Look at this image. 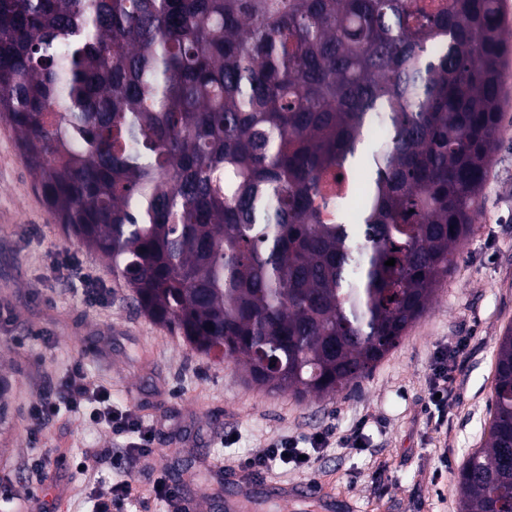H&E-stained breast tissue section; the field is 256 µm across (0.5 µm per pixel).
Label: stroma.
Segmentation results:
<instances>
[{"label": "stroma", "mask_w": 512, "mask_h": 512, "mask_svg": "<svg viewBox=\"0 0 512 512\" xmlns=\"http://www.w3.org/2000/svg\"><path fill=\"white\" fill-rule=\"evenodd\" d=\"M502 137L487 175L479 230L423 317L354 389L332 398L296 399L249 384L238 365L193 349L137 312L104 260L67 239L0 122V355L8 372V424L0 430V483L18 488L33 459L47 476L31 512H89L91 495L107 492L121 473L100 459L80 474L72 463L89 448L120 450L126 437L81 414L38 424L26 408L51 394L75 361L111 395L112 405L153 427V455L135 464L136 512H170L156 499V477L175 457L191 460L202 495L235 494L234 481L207 480L206 465L234 470L284 436L331 432L315 473L290 466L262 479L309 483L336 500L335 512H459V470L480 447L491 420L495 356L512 327V64L503 72ZM75 254L105 294L93 304L55 272L62 252ZM464 344L466 357L448 386L442 417L425 408L440 351ZM365 422L363 446L342 440Z\"/></svg>", "instance_id": "1"}]
</instances>
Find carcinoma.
Returning <instances> with one entry per match:
<instances>
[{
  "label": "carcinoma",
  "mask_w": 512,
  "mask_h": 512,
  "mask_svg": "<svg viewBox=\"0 0 512 512\" xmlns=\"http://www.w3.org/2000/svg\"><path fill=\"white\" fill-rule=\"evenodd\" d=\"M511 55L499 0H0V121L142 314L331 398L478 230ZM492 408L461 512H512V328Z\"/></svg>",
  "instance_id": "obj_1"
}]
</instances>
